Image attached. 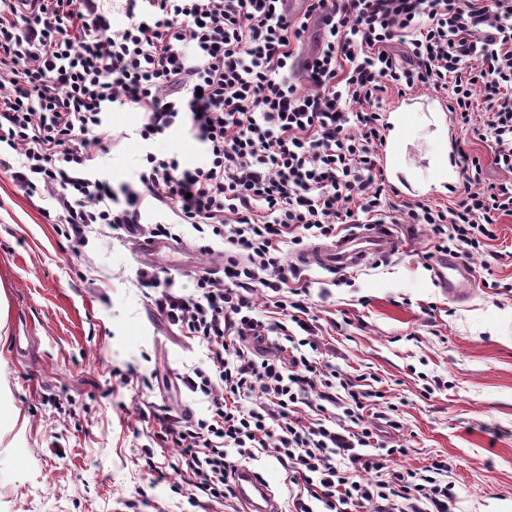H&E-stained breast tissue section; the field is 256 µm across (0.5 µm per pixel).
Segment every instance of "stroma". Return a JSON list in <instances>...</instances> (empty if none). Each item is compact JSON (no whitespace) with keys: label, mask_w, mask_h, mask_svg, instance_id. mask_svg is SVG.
I'll list each match as a JSON object with an SVG mask.
<instances>
[{"label":"stroma","mask_w":512,"mask_h":512,"mask_svg":"<svg viewBox=\"0 0 512 512\" xmlns=\"http://www.w3.org/2000/svg\"><path fill=\"white\" fill-rule=\"evenodd\" d=\"M142 115H112L116 143L101 160L113 187L137 183ZM443 134L432 113L414 112L401 144L413 182L427 179ZM46 193L26 194L0 168V292L8 303L0 329V396L11 425L0 428V512H124L142 488L140 512H190L186 497L153 483L138 450L152 424L139 411L203 414L179 391L177 372L206 354L153 309L136 281L145 259L137 242L89 233L81 255L46 217ZM397 250L332 275L295 272L310 290L321 361L375 393L369 420L379 445L397 449L389 464L411 470L442 461L458 495L456 512H512V216L494 243L499 258H472L478 285L453 300L428 263L435 249L423 226L395 224ZM220 255L192 244L163 252L158 269L179 287L219 269ZM33 337L28 355L14 339ZM133 372L145 388L123 385ZM442 380L426 392L427 379ZM397 409L400 428L385 416Z\"/></svg>","instance_id":"stroma-1"}]
</instances>
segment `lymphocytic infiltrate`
I'll list each match as a JSON object with an SVG mask.
<instances>
[{"label": "lymphocytic infiltrate", "mask_w": 512, "mask_h": 512, "mask_svg": "<svg viewBox=\"0 0 512 512\" xmlns=\"http://www.w3.org/2000/svg\"><path fill=\"white\" fill-rule=\"evenodd\" d=\"M283 4L127 0L116 28L99 0H33L24 11L0 0V145L17 153L12 177L26 193H49L73 253L92 228L173 239L182 225L202 252L213 237L224 245L223 275L200 276L189 293L171 274L136 272L151 305L207 355L179 377L204 413L153 417L174 456L159 463L152 446L139 450L157 482L199 512H240L236 472L261 453L297 485L291 512H453L444 462L399 471L364 455L369 394L315 358L310 291L290 289L282 247L333 237L364 215L424 225L443 253L487 254L512 216V0H309L292 21ZM315 18L323 41L297 62L293 43ZM416 87L446 91L462 132L463 186L449 209L397 203L381 165L382 96ZM127 107L143 115L144 144L177 133L202 145L207 163L185 169L148 150L138 184L114 189L98 158L114 139L113 112ZM474 139L494 145L502 179L486 178ZM149 203L175 221H146ZM258 294L288 322L260 320ZM272 333L288 356L255 357ZM301 404L341 408L350 434L303 423Z\"/></svg>", "instance_id": "lymphocytic-infiltrate-1"}]
</instances>
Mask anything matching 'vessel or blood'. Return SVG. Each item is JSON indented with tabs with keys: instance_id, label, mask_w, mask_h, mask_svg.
<instances>
[{
	"instance_id": "obj_1",
	"label": "vessel or blood",
	"mask_w": 512,
	"mask_h": 512,
	"mask_svg": "<svg viewBox=\"0 0 512 512\" xmlns=\"http://www.w3.org/2000/svg\"><path fill=\"white\" fill-rule=\"evenodd\" d=\"M396 243L384 227L374 226L362 232L345 234L332 243L319 244L296 257L300 268L316 266L336 275L365 265L372 257L395 250ZM433 269L441 287L451 297L461 299L475 287L477 275L462 257L440 254L433 260ZM235 491L247 512H276L274 494L256 471L244 467L236 474Z\"/></svg>"
}]
</instances>
